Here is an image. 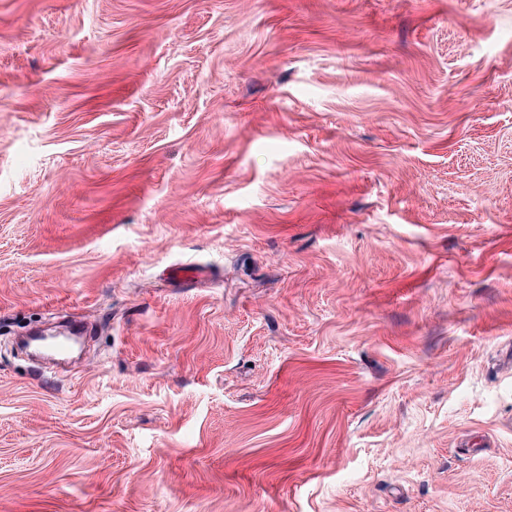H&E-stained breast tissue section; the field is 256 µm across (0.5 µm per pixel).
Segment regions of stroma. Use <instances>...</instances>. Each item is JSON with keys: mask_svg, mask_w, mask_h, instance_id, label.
I'll return each mask as SVG.
<instances>
[{"mask_svg": "<svg viewBox=\"0 0 512 512\" xmlns=\"http://www.w3.org/2000/svg\"><path fill=\"white\" fill-rule=\"evenodd\" d=\"M0 512H512V0H0Z\"/></svg>", "mask_w": 512, "mask_h": 512, "instance_id": "1", "label": "stroma"}]
</instances>
